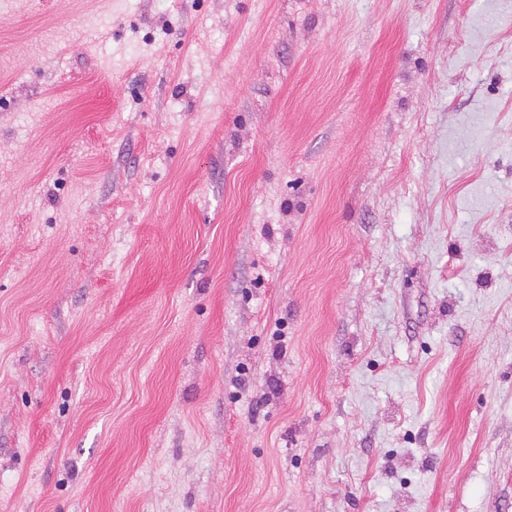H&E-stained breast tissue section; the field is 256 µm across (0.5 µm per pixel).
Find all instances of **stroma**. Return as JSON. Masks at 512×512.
Here are the masks:
<instances>
[{"instance_id":"obj_1","label":"stroma","mask_w":512,"mask_h":512,"mask_svg":"<svg viewBox=\"0 0 512 512\" xmlns=\"http://www.w3.org/2000/svg\"><path fill=\"white\" fill-rule=\"evenodd\" d=\"M0 512H512V0H0Z\"/></svg>"}]
</instances>
